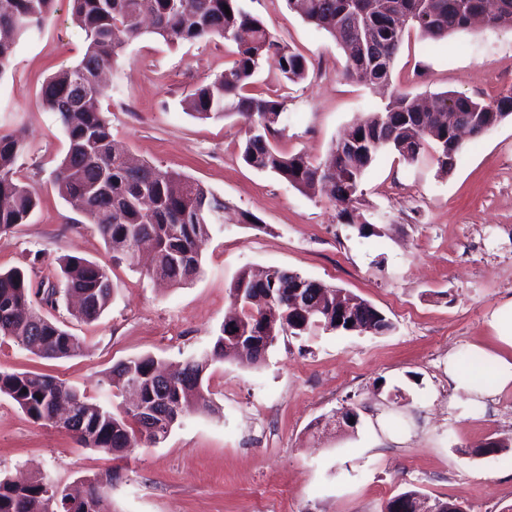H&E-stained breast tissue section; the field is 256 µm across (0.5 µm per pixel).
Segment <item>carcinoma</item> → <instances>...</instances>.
Masks as SVG:
<instances>
[{"label": "carcinoma", "mask_w": 512, "mask_h": 512, "mask_svg": "<svg viewBox=\"0 0 512 512\" xmlns=\"http://www.w3.org/2000/svg\"><path fill=\"white\" fill-rule=\"evenodd\" d=\"M300 2L306 21L327 31L347 55L345 77L364 86H387L405 37L415 30L424 39L439 40L467 30L470 15L483 11L482 0H367L357 13L347 10L346 0H287ZM73 21L85 33L86 48L80 60L47 78L39 90L43 109L53 113L68 141V148L53 172V184L62 199L80 212L112 251L115 262L140 260L139 245L153 242L145 262L146 273L171 285H185L201 273V246L209 227L221 223L224 200L200 182L138 159L116 147L106 116L100 108L84 106V100H100L105 88L104 70L123 55L126 45L150 32L169 43L222 40L235 46L232 65L214 79L197 86L184 100L185 109L201 119H242L245 140L242 159L257 171L269 172L303 190L320 189L334 203L338 217L353 223V213L362 202L361 183L379 151L389 149L414 162L426 149L442 174L450 173L459 159L462 144L450 135L448 115L472 114V136L477 138L512 115V94L500 95L484 104L451 92L435 100L436 111L418 112L416 98L395 90L378 112H369L354 123L346 136L359 140L355 150L341 148L337 139L323 162L303 154L286 155L272 144L283 122V98L252 96L246 89L263 62L273 61L285 82L298 83L307 76L308 60L269 31L263 19L247 11L242 0H71ZM54 0H0V78L11 66L17 41L39 29L53 12ZM494 27L512 28V0H499L487 15ZM364 24L371 45L361 51L354 45L359 24ZM245 33L239 38L237 34ZM27 141L19 133L0 135V232L27 221L40 203L38 191L18 177L17 161ZM148 198L152 206L142 205ZM64 293L81 297L75 317L96 321L107 309L115 286L109 269L85 258L62 259L60 270L48 268L38 284L27 271H0V338H9L30 353L48 359L77 355L85 343L61 322L50 318L32 296L58 304L56 281ZM293 277L289 271L267 267L240 271L228 288L232 301L240 303L238 324L250 336H269L276 342L286 331L312 336L320 331L364 333L375 329L381 335L394 329L393 322L369 301L359 299L356 323L336 326L326 317H307L288 307ZM267 298L254 306L249 297ZM222 327L211 349L186 361L160 386L156 372L161 363L151 355L121 360L103 373L101 383L118 392L129 382L137 383L146 405L166 399L178 421L183 409L196 406L211 412L203 391V376L215 362L240 354ZM27 392H22V389ZM8 396L35 421L56 425L58 407L74 412L83 435L75 441L86 448L119 454L127 448L156 446L166 436L144 432L139 413L124 404L107 408L65 381L31 371H0V395ZM509 448L503 439H490L470 454H497ZM102 482L85 480L83 491L73 494L48 476L18 483L0 477V512H71L66 504L80 496L99 498ZM424 498L415 490L403 492L389 504L396 512H409V504Z\"/></svg>", "instance_id": "1"}]
</instances>
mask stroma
Listing matches in <instances>:
<instances>
[{
    "label": "stroma",
    "mask_w": 512,
    "mask_h": 512,
    "mask_svg": "<svg viewBox=\"0 0 512 512\" xmlns=\"http://www.w3.org/2000/svg\"><path fill=\"white\" fill-rule=\"evenodd\" d=\"M243 4L310 63L297 84L263 64L252 86L285 98L274 145L324 159L384 97L346 79L343 50L286 0ZM84 49L71 0H55L42 30L19 41L0 77V134L25 133L18 175L40 196L26 223L0 233V268L35 277L60 258L84 257L110 266L116 290L90 324L73 320L66 302L54 310L86 340L84 353L45 359L7 339L0 370L50 374L113 403L99 380L116 362L151 355L177 366L213 345L230 311L228 288L247 266L346 289L395 328L284 334L261 366L213 363L203 385L214 413L186 414L164 442L118 455L81 447L0 395V475L45 473L72 487L112 475L102 488L103 512H383L409 490L464 501L469 512H512V449L471 453L490 438L512 440V388L474 404L448 383L449 355L492 343L491 315L512 299V116L466 141L446 175L431 151L413 163L380 151L362 182V212L380 233L364 238L339 221L327 195L247 167L239 117L199 119L184 110L195 87L231 65L229 43L168 44L144 35L108 75L100 107L112 137L136 157L200 181L228 205L224 224L213 226L202 247L199 276L171 286L141 265L113 264L94 225L53 186L67 139L37 95ZM392 82L423 97L448 91L493 102L512 89V29L478 25L441 42L410 36ZM244 212L256 223H241ZM345 407L358 411L356 428L331 424Z\"/></svg>",
    "instance_id": "1"
}]
</instances>
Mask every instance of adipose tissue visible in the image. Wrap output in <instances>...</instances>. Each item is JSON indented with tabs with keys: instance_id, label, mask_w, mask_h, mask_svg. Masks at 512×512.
I'll return each mask as SVG.
<instances>
[{
	"instance_id": "ef3b65f1",
	"label": "adipose tissue",
	"mask_w": 512,
	"mask_h": 512,
	"mask_svg": "<svg viewBox=\"0 0 512 512\" xmlns=\"http://www.w3.org/2000/svg\"><path fill=\"white\" fill-rule=\"evenodd\" d=\"M491 327L494 345L471 344L469 366L448 363V379L455 391L474 401L512 387V300L494 311Z\"/></svg>"
}]
</instances>
